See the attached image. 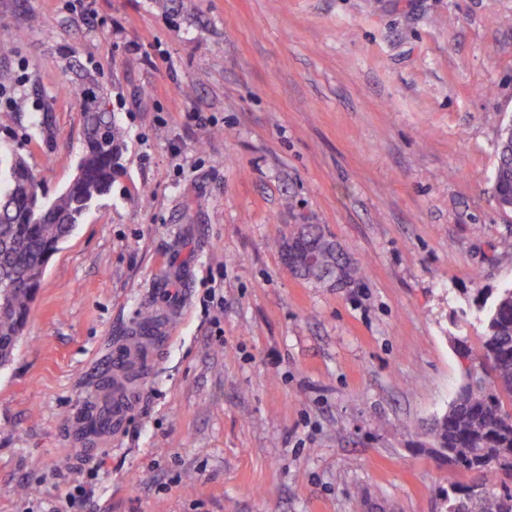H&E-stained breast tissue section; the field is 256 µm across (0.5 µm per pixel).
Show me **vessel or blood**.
Masks as SVG:
<instances>
[{
  "instance_id": "vessel-or-blood-1",
  "label": "vessel or blood",
  "mask_w": 512,
  "mask_h": 512,
  "mask_svg": "<svg viewBox=\"0 0 512 512\" xmlns=\"http://www.w3.org/2000/svg\"><path fill=\"white\" fill-rule=\"evenodd\" d=\"M167 328L165 316L151 324L136 323L129 336L115 342L107 354L108 382L97 405L85 406L82 417L70 430L74 440L101 438L120 430L138 403L130 379L146 372L158 347L156 340Z\"/></svg>"
}]
</instances>
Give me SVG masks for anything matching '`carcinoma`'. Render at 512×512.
Listing matches in <instances>:
<instances>
[{"mask_svg":"<svg viewBox=\"0 0 512 512\" xmlns=\"http://www.w3.org/2000/svg\"><path fill=\"white\" fill-rule=\"evenodd\" d=\"M84 96V145L77 173L67 188L48 198L25 158H0V362L9 361L27 321L34 287L59 245L75 230L90 205L106 195L119 167L124 130L93 89ZM499 207L512 209V140L500 142L493 179ZM462 359L482 367L475 383H462L455 400L431 429L430 452L448 449V465L486 489L456 499L459 482L448 484L449 512H512V288L496 297L483 318L479 351L455 338Z\"/></svg>","mask_w":512,"mask_h":512,"instance_id":"carcinoma-1","label":"carcinoma"}]
</instances>
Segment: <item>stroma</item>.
Wrapping results in <instances>:
<instances>
[{
  "mask_svg": "<svg viewBox=\"0 0 512 512\" xmlns=\"http://www.w3.org/2000/svg\"><path fill=\"white\" fill-rule=\"evenodd\" d=\"M10 38L0 155L62 189L80 75L126 137L0 366V512H446L425 429L454 337L479 347L512 287V0H0ZM302 224L365 278L284 275ZM172 307L126 427L84 454L107 349ZM493 193L499 207L512 211V140L501 141L493 179Z\"/></svg>",
  "mask_w": 512,
  "mask_h": 512,
  "instance_id": "35a3bbf8",
  "label": "stroma"
}]
</instances>
